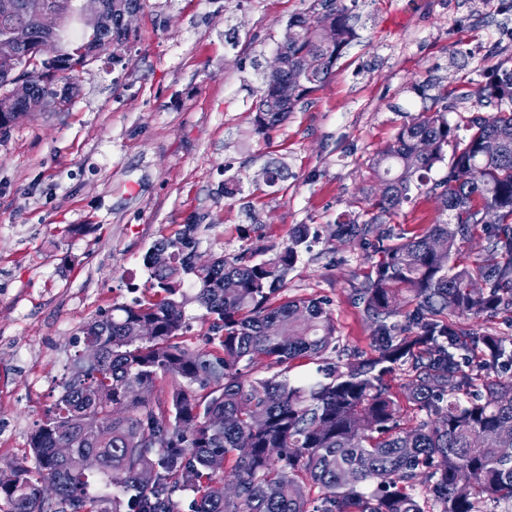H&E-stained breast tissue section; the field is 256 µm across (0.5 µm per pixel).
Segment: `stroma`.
Returning <instances> with one entry per match:
<instances>
[{"label":"stroma","mask_w":512,"mask_h":512,"mask_svg":"<svg viewBox=\"0 0 512 512\" xmlns=\"http://www.w3.org/2000/svg\"><path fill=\"white\" fill-rule=\"evenodd\" d=\"M315 2L147 0L125 70L92 60L69 109L0 129V465L28 459L80 326L146 296L145 253L186 224L207 261L246 247L270 257L307 226L288 296L327 300L341 344L372 353L354 296L370 264L333 230L363 216L379 187L371 160L405 113L447 91L467 136L476 89L512 69V0H351L358 41L282 125L257 132L263 65ZM438 216L422 194L381 220L409 237Z\"/></svg>","instance_id":"1"}]
</instances>
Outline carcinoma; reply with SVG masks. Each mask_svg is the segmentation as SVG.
Wrapping results in <instances>:
<instances>
[{"label": "carcinoma", "mask_w": 512, "mask_h": 512, "mask_svg": "<svg viewBox=\"0 0 512 512\" xmlns=\"http://www.w3.org/2000/svg\"><path fill=\"white\" fill-rule=\"evenodd\" d=\"M32 0H0V33L14 24L42 36ZM322 12L288 23L281 71L264 75L256 105L260 132L281 124L333 73L358 38L345 0H320ZM326 24L334 43L323 42ZM93 43L112 68H125L130 34L119 27L90 42L68 40L57 60L29 66L33 96L75 86ZM12 67L0 64V128L23 116L11 102ZM294 83L285 101L279 86ZM448 95L410 115L374 159L383 171L366 220L338 222L334 237L371 249L377 260L355 301L372 325L374 354L339 349L328 303L285 294L288 272L308 230L297 229L273 256L244 248L203 270L191 265L196 224L157 241L145 254L151 297L83 323L76 344L94 346L95 366L76 351L62 391L30 436L33 466L16 465L0 483V512H512V339L477 335L461 319L512 318V69L475 92L496 112L468 119L458 138ZM452 147L450 159L445 148ZM448 162V172L430 177ZM434 195L444 219L404 238L379 217ZM495 211L497 222L482 215ZM484 259L459 256L474 236ZM167 251L168 261L153 262ZM209 322L200 348L182 341L187 297ZM151 323L154 333L129 332ZM328 362L299 382L297 364L327 352ZM263 364L269 376L247 378ZM402 369L398 396L384 376ZM171 379L165 391L158 381ZM412 423L402 426L404 406ZM71 448L70 456L57 455ZM112 492H91L92 483Z\"/></svg>", "instance_id": "carcinoma-1"}]
</instances>
